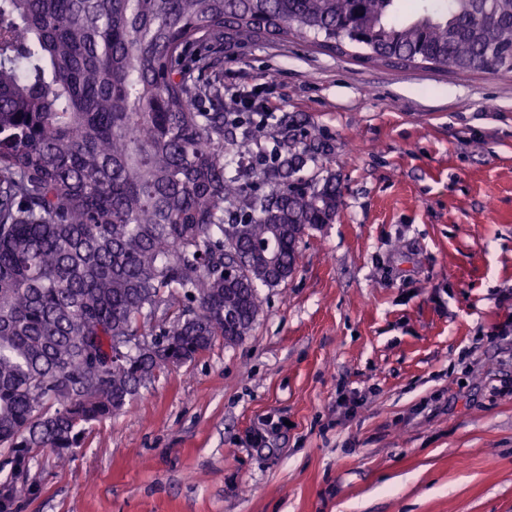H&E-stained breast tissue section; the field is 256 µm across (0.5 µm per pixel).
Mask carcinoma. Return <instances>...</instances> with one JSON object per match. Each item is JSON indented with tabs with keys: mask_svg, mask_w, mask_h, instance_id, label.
Returning a JSON list of instances; mask_svg holds the SVG:
<instances>
[{
	"mask_svg": "<svg viewBox=\"0 0 512 512\" xmlns=\"http://www.w3.org/2000/svg\"><path fill=\"white\" fill-rule=\"evenodd\" d=\"M397 2L0 0V512L36 450L68 459L160 373L249 335L259 288L336 217L319 134L230 105L225 40L355 31L365 60L512 72V0Z\"/></svg>",
	"mask_w": 512,
	"mask_h": 512,
	"instance_id": "obj_1",
	"label": "carcinoma"
}]
</instances>
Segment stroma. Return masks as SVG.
I'll list each match as a JSON object with an SVG mask.
<instances>
[{
    "label": "stroma",
    "instance_id": "stroma-1",
    "mask_svg": "<svg viewBox=\"0 0 512 512\" xmlns=\"http://www.w3.org/2000/svg\"><path fill=\"white\" fill-rule=\"evenodd\" d=\"M222 67L325 139L336 219L243 340L161 374L65 466L36 452L17 512H512V333H493L512 316V72L293 37Z\"/></svg>",
    "mask_w": 512,
    "mask_h": 512
}]
</instances>
